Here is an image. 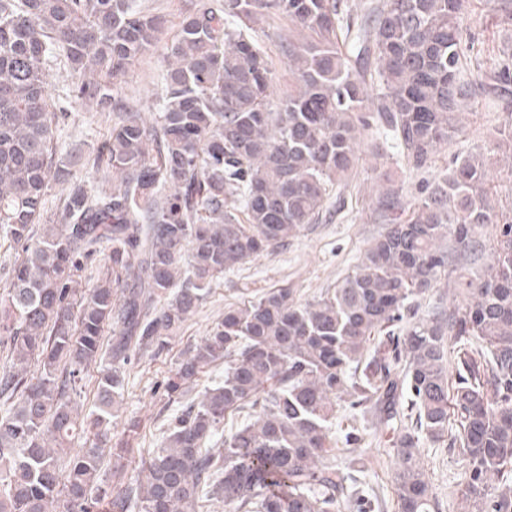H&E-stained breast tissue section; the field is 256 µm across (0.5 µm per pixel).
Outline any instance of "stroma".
Listing matches in <instances>:
<instances>
[{
  "label": "stroma",
  "instance_id": "1",
  "mask_svg": "<svg viewBox=\"0 0 512 512\" xmlns=\"http://www.w3.org/2000/svg\"><path fill=\"white\" fill-rule=\"evenodd\" d=\"M138 10L156 17L161 24L157 44L145 53L122 78L118 92L136 112L158 111L167 69L166 48L177 34L186 8L185 0H135ZM479 59L497 53L512 38V26L504 25L485 0H471L467 22ZM287 18L274 17L264 25L263 46L274 74V94L285 98L292 77L280 52L281 39L289 33ZM48 95L59 114L54 129L61 152L74 156V168L86 181L89 192L111 190L112 178L104 168L95 167L99 145L112 126L108 113L76 102L72 89L77 81L64 53L47 63ZM512 121V114L480 109L467 113L463 132L435 157L431 176L445 172L458 155L485 152L490 134ZM389 173L406 196H414L420 175L397 164L393 151L378 137L367 138L359 148V160L346 182L334 187L327 206L330 219L307 224L289 238L287 246L261 255L214 280L204 298L171 336L164 349L137 353L127 369L123 401L112 420L111 438L127 436L130 423L139 430L127 453L129 470H137L159 447L174 417L182 408L201 400L204 391L224 377L223 362L205 367L193 383L168 400L165 385L195 346L223 320L228 308L256 300L273 288H291L295 300L304 303L334 291L351 272L356 261L385 229L375 214L380 173ZM491 255L482 252L458 264L455 272L441 276L438 283L417 298L412 312L427 316L437 306L463 304V284L482 277ZM336 421L342 428H355L361 438L356 453L361 464L354 473L357 485L371 503L370 512H398L392 490L396 459L386 445L387 433L376 425L353 418L346 403L336 406ZM421 465L432 486L439 512H460V491L465 464L456 451L443 444L423 442Z\"/></svg>",
  "mask_w": 512,
  "mask_h": 512
}]
</instances>
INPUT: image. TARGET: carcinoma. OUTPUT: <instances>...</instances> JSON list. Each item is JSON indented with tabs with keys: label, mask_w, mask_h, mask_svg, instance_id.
<instances>
[{
	"label": "carcinoma",
	"mask_w": 512,
	"mask_h": 512,
	"mask_svg": "<svg viewBox=\"0 0 512 512\" xmlns=\"http://www.w3.org/2000/svg\"><path fill=\"white\" fill-rule=\"evenodd\" d=\"M468 0H217L189 8L168 52L155 122L116 87L154 46L155 17L133 0H0V232L22 247L0 299V512H340L345 476L336 404L392 431L401 512L437 508L421 445L449 442L466 464L461 512H512V208L496 209L485 159L466 154L407 202L389 176L377 201L387 228L332 294L299 303L276 288L224 312L166 383L167 397L224 359V380L178 416L132 476L100 477L115 406L136 351L160 348L210 283L274 251L319 219L367 135L391 141L427 173L463 131L464 111L512 97V43L494 67L468 69ZM284 15L295 85L271 102L273 77L256 32ZM61 49L77 101L114 115L98 157L112 191L73 180L57 154L44 68ZM52 182L71 184L44 221ZM495 228L486 274L464 305L401 328L415 298ZM450 236L453 251L436 247ZM108 252H101L102 247ZM99 259L85 295L74 277ZM112 327L109 340L105 328ZM456 379L448 392V343ZM98 368L94 409L72 396ZM224 434V456L201 443ZM454 418L456 433L448 434ZM84 439L75 450L71 443ZM71 455L59 469L60 455Z\"/></svg>",
	"instance_id": "carcinoma-1"
}]
</instances>
